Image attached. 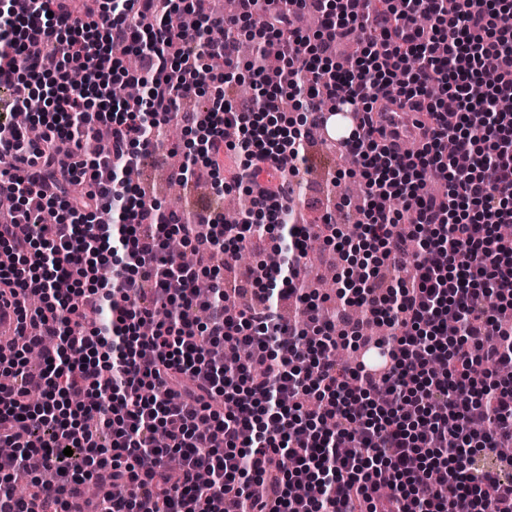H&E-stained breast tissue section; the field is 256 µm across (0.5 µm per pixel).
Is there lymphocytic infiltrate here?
I'll return each instance as SVG.
<instances>
[{
  "instance_id": "lymphocytic-infiltrate-1",
  "label": "lymphocytic infiltrate",
  "mask_w": 512,
  "mask_h": 512,
  "mask_svg": "<svg viewBox=\"0 0 512 512\" xmlns=\"http://www.w3.org/2000/svg\"><path fill=\"white\" fill-rule=\"evenodd\" d=\"M0 0V86L11 112L42 97L43 132L34 160L0 148V195L15 199L0 223V301L18 314V338L0 370V512H68L46 500L47 480L72 490L108 477L126 492L87 501L86 512H512V456L497 470L482 455L512 444V241L494 233L512 223V113L494 100L512 96V0H285L265 13L259 36L277 43L279 84L256 79L254 97L220 92L203 113L179 102L213 70L238 79L241 22L258 0H238L218 27L205 0ZM319 13L314 36L297 13ZM356 41L339 67L334 44ZM134 49L137 68L119 54ZM137 85L130 102L116 87ZM393 90L398 108L425 115L432 135L409 152L394 141L374 104ZM304 115L299 128L265 124L285 99ZM358 113L342 142L358 158L365 195L352 238L327 225L326 242H363L376 262L337 297L363 321L388 324L370 339L361 323L325 319L300 279L310 231L286 224L291 183L263 181L295 170L319 106ZM456 104L458 121L444 115ZM202 137L172 175L188 183L197 164L212 170L234 156L231 180L248 206L236 224L201 210L162 212L127 183L173 118ZM109 127L110 154L94 147ZM454 139L466 166L445 153ZM448 183L446 197L428 189ZM283 227L281 262L248 271L254 305L229 314L223 279L230 260L265 224ZM180 238L197 256L167 250ZM209 279L210 295L199 294ZM295 299L298 316L279 304ZM57 340L37 371L26 350ZM383 348L384 371L336 361L339 342ZM72 456H65L64 448ZM39 456L46 479L34 499L14 493ZM181 466L170 472L167 461Z\"/></svg>"
}]
</instances>
